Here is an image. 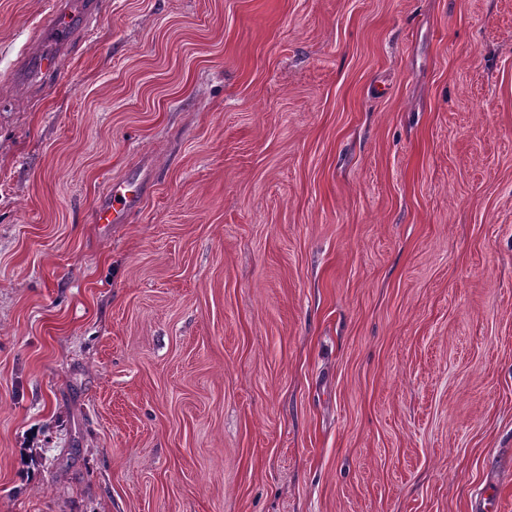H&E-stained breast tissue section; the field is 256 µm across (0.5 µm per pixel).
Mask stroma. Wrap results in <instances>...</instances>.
Segmentation results:
<instances>
[{"instance_id":"obj_1","label":"stroma","mask_w":512,"mask_h":512,"mask_svg":"<svg viewBox=\"0 0 512 512\" xmlns=\"http://www.w3.org/2000/svg\"><path fill=\"white\" fill-rule=\"evenodd\" d=\"M102 2L0 0V512H512V0ZM70 7L61 8L55 4V7L49 17L48 24L44 25L43 41L35 52L34 63L39 70H52L56 67L54 50L58 45L70 41L76 20L83 16L85 12L92 14L95 9L101 5L99 1L71 0ZM72 5H76L75 8ZM126 186L124 184L113 185L110 192L106 196L107 202L104 205L99 206L95 212V223L98 224H116L122 217L124 211L131 210L135 207L138 195H129L125 191ZM119 202L122 204V209L117 210L114 203ZM115 212L116 215L113 214Z\"/></svg>"}]
</instances>
